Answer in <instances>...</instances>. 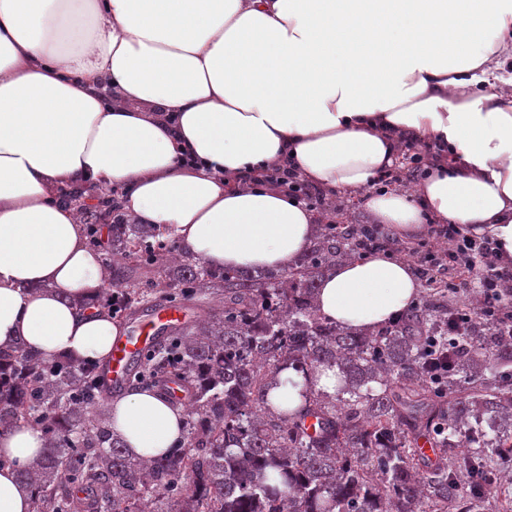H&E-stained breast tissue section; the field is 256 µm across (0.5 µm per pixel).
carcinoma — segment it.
Here are the masks:
<instances>
[{"label":"carcinoma","instance_id":"carcinoma-1","mask_svg":"<svg viewBox=\"0 0 512 512\" xmlns=\"http://www.w3.org/2000/svg\"><path fill=\"white\" fill-rule=\"evenodd\" d=\"M105 250L87 307L133 317L155 301L213 296L219 308L173 326L124 390H186L183 444L150 461L109 424L102 364L0 347V436L28 426L47 447L18 469L29 512H496L512 489V308L456 288H423L397 321L369 331L317 312L319 277L373 243L361 224H324L299 266L217 270L147 224L85 225ZM155 266L143 287L133 266ZM337 368L336 392L314 389ZM291 369L309 389L296 410L268 401ZM428 439L434 457L418 451Z\"/></svg>","mask_w":512,"mask_h":512}]
</instances>
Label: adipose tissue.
Listing matches in <instances>:
<instances>
[{"mask_svg":"<svg viewBox=\"0 0 512 512\" xmlns=\"http://www.w3.org/2000/svg\"><path fill=\"white\" fill-rule=\"evenodd\" d=\"M512 0H0V345L101 362L121 333L86 304L99 250L61 189L118 191L214 268L293 266L316 216L256 182L293 161L327 190L367 192L372 223L411 236L459 224L512 264ZM436 152L411 190L369 194L405 145ZM409 262H337L316 308L339 326L397 319ZM139 458L183 434L179 406L135 390L109 406ZM45 446L21 426L0 453Z\"/></svg>","mask_w":512,"mask_h":512,"instance_id":"adipose-tissue-1","label":"adipose tissue"}]
</instances>
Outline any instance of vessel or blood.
Returning a JSON list of instances; mask_svg holds the SVG:
<instances>
[{
  "label": "vessel or blood",
  "instance_id": "b4317fda",
  "mask_svg": "<svg viewBox=\"0 0 512 512\" xmlns=\"http://www.w3.org/2000/svg\"><path fill=\"white\" fill-rule=\"evenodd\" d=\"M184 309L167 304L147 319L131 323L127 332L118 336L112 346L108 378L113 389H120L128 380L135 358L145 355L163 327L183 322Z\"/></svg>",
  "mask_w": 512,
  "mask_h": 512
}]
</instances>
